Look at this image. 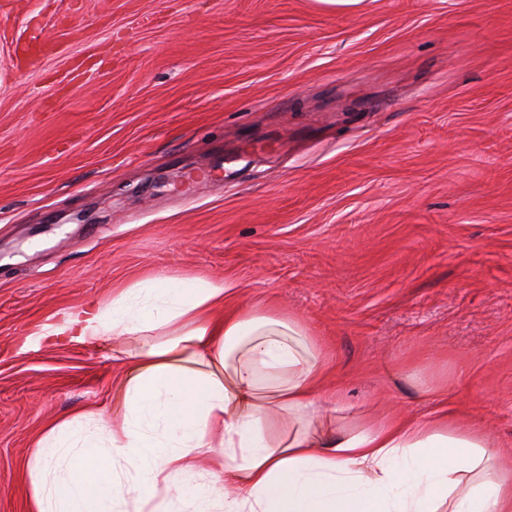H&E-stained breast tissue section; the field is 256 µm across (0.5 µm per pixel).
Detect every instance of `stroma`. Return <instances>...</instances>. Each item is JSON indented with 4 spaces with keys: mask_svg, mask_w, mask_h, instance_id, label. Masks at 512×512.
Returning a JSON list of instances; mask_svg holds the SVG:
<instances>
[{
    "mask_svg": "<svg viewBox=\"0 0 512 512\" xmlns=\"http://www.w3.org/2000/svg\"><path fill=\"white\" fill-rule=\"evenodd\" d=\"M155 275L300 318L367 417L512 459V0H0V512L139 346L44 327Z\"/></svg>",
    "mask_w": 512,
    "mask_h": 512,
    "instance_id": "stroma-1",
    "label": "stroma"
}]
</instances>
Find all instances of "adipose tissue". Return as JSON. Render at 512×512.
Returning a JSON list of instances; mask_svg holds the SVG:
<instances>
[{
  "label": "adipose tissue",
  "mask_w": 512,
  "mask_h": 512,
  "mask_svg": "<svg viewBox=\"0 0 512 512\" xmlns=\"http://www.w3.org/2000/svg\"><path fill=\"white\" fill-rule=\"evenodd\" d=\"M230 293L157 275L52 328L140 348L116 357L122 410L107 435L94 406L43 430L29 512H512V463L484 430L444 412L354 420L324 393L305 323L259 306L215 316Z\"/></svg>",
  "instance_id": "ef3b65f1"
}]
</instances>
